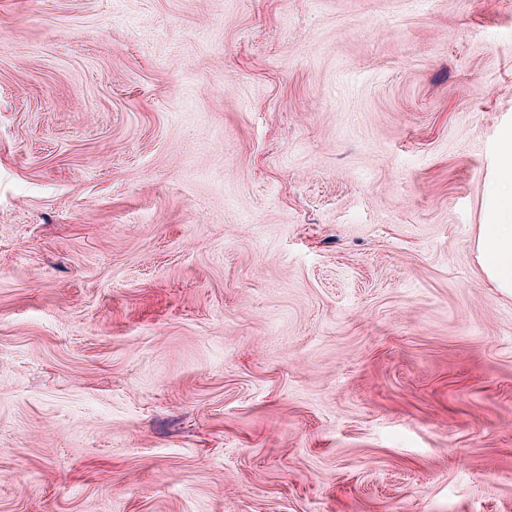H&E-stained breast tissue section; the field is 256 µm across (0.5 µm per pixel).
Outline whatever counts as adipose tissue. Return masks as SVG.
<instances>
[{
	"label": "adipose tissue",
	"mask_w": 512,
	"mask_h": 512,
	"mask_svg": "<svg viewBox=\"0 0 512 512\" xmlns=\"http://www.w3.org/2000/svg\"><path fill=\"white\" fill-rule=\"evenodd\" d=\"M500 155L497 178L505 191L494 197L489 218L479 227L475 253L495 288L512 294V127L501 134Z\"/></svg>",
	"instance_id": "1"
}]
</instances>
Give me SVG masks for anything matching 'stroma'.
<instances>
[{
    "label": "stroma",
    "instance_id": "1",
    "mask_svg": "<svg viewBox=\"0 0 512 512\" xmlns=\"http://www.w3.org/2000/svg\"><path fill=\"white\" fill-rule=\"evenodd\" d=\"M507 126L512 0H0V512H512ZM500 155L498 183L510 191L494 197L488 220L479 226L475 253L495 288L512 294V127L501 134Z\"/></svg>",
    "mask_w": 512,
    "mask_h": 512
}]
</instances>
